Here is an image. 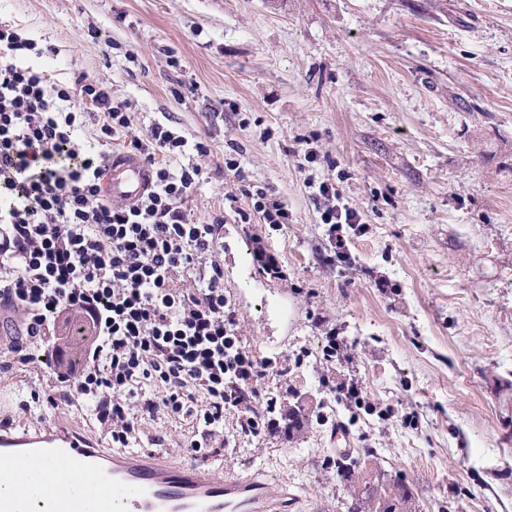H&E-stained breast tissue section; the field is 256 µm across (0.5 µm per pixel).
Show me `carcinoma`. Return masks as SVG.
Instances as JSON below:
<instances>
[{
    "mask_svg": "<svg viewBox=\"0 0 512 512\" xmlns=\"http://www.w3.org/2000/svg\"><path fill=\"white\" fill-rule=\"evenodd\" d=\"M336 475L352 488L345 503L346 512H412L408 488L380 467L365 474L355 470V464L338 459Z\"/></svg>",
    "mask_w": 512,
    "mask_h": 512,
    "instance_id": "carcinoma-1",
    "label": "carcinoma"
}]
</instances>
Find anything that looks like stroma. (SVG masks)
<instances>
[{
	"label": "stroma",
	"mask_w": 512,
	"mask_h": 512,
	"mask_svg": "<svg viewBox=\"0 0 512 512\" xmlns=\"http://www.w3.org/2000/svg\"><path fill=\"white\" fill-rule=\"evenodd\" d=\"M0 25L55 47L33 61L51 83L82 74L126 104L131 134L113 150L160 123L190 143L181 164L204 170L190 216L223 217L237 332L258 359L287 361V382L260 386L302 427L240 439L225 414L200 464L265 470L302 512H345L341 424L353 457L401 479L416 512H512V0H0ZM302 138L318 154L307 167ZM233 156L287 223L241 224L247 199L226 198ZM308 176L335 182L367 224L353 267L324 261ZM254 233L287 280L242 263ZM325 324L348 337L351 362H326ZM32 355L0 372L15 421L92 425L63 403L34 407L43 351ZM328 371L360 378L366 407L322 393ZM205 430L146 418L137 445L176 451Z\"/></svg>",
	"instance_id": "35a3bbf8"
}]
</instances>
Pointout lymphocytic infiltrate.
<instances>
[{
    "mask_svg": "<svg viewBox=\"0 0 512 512\" xmlns=\"http://www.w3.org/2000/svg\"><path fill=\"white\" fill-rule=\"evenodd\" d=\"M54 51L0 27V308L21 324L11 361L28 364V346H43L57 384L42 387V400L81 404L113 448L135 447L141 419L161 414L202 419L215 433L231 412L237 436L274 433L276 405L259 383L288 371L259 361L237 333L219 260L224 219L199 224L186 210L202 180L200 165L179 162L186 139L160 123L133 138L154 186L134 204L112 203L101 167L131 119L101 83L80 76L53 85L29 65V56ZM89 106L102 123L86 144ZM311 189L323 203L328 262L353 266L351 239L365 232L360 212L334 183ZM239 192L250 201L241 223H287L270 188ZM74 313L93 334L78 368L64 364L56 335Z\"/></svg>",
    "mask_w": 512,
    "mask_h": 512,
    "instance_id": "f902f5d3",
    "label": "lymphocytic infiltrate"
}]
</instances>
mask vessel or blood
<instances>
[{
  "label": "vessel or blood",
  "mask_w": 512,
  "mask_h": 512,
  "mask_svg": "<svg viewBox=\"0 0 512 512\" xmlns=\"http://www.w3.org/2000/svg\"><path fill=\"white\" fill-rule=\"evenodd\" d=\"M103 184L113 202L130 204L151 188V172L139 156L116 152L103 164ZM0 458L17 473L39 468L51 488L35 503L20 486L1 494L0 512H85L83 498L57 484L60 464L95 494V512H288L282 480L225 473L166 448H111L61 417L46 426L0 420Z\"/></svg>",
  "instance_id": "obj_1"
}]
</instances>
